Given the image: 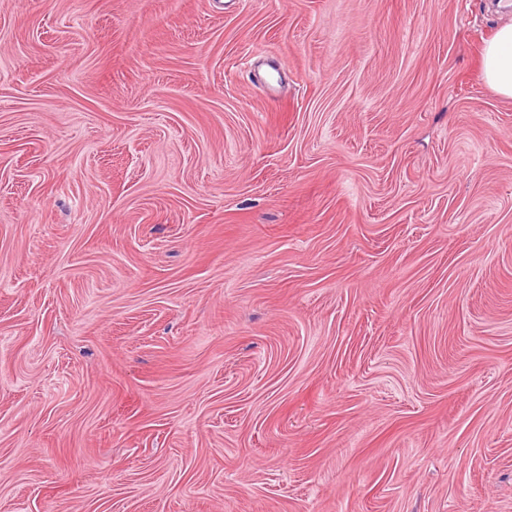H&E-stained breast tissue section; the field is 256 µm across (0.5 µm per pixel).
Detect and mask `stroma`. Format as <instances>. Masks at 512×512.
Returning a JSON list of instances; mask_svg holds the SVG:
<instances>
[{
	"label": "stroma",
	"instance_id": "stroma-1",
	"mask_svg": "<svg viewBox=\"0 0 512 512\" xmlns=\"http://www.w3.org/2000/svg\"><path fill=\"white\" fill-rule=\"evenodd\" d=\"M491 0H0V512H512Z\"/></svg>",
	"mask_w": 512,
	"mask_h": 512
}]
</instances>
